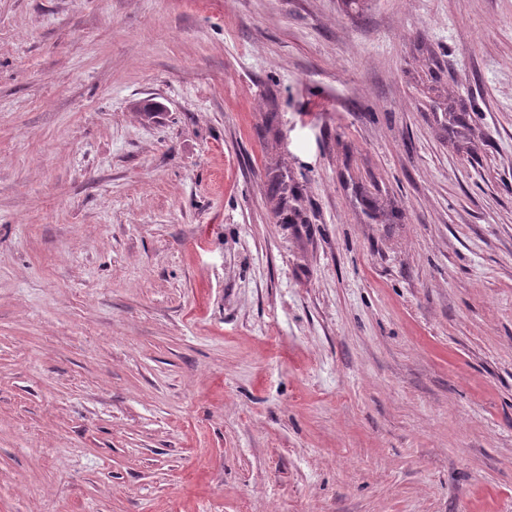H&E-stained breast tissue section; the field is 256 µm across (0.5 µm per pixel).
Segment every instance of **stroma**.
Masks as SVG:
<instances>
[{"label":"stroma","mask_w":512,"mask_h":512,"mask_svg":"<svg viewBox=\"0 0 512 512\" xmlns=\"http://www.w3.org/2000/svg\"><path fill=\"white\" fill-rule=\"evenodd\" d=\"M0 512H512V0H0Z\"/></svg>","instance_id":"obj_1"}]
</instances>
